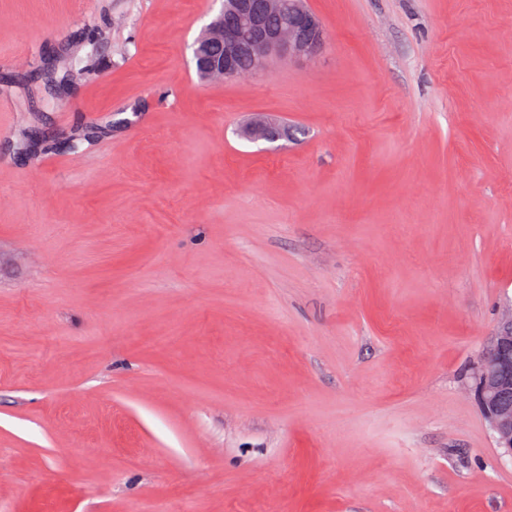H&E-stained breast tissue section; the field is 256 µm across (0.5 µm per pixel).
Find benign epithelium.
Segmentation results:
<instances>
[{"mask_svg": "<svg viewBox=\"0 0 512 512\" xmlns=\"http://www.w3.org/2000/svg\"><path fill=\"white\" fill-rule=\"evenodd\" d=\"M222 8L236 17L232 25L211 23L203 31V42L220 43L224 54L211 60L200 58V70L208 84L249 79L265 71L273 56L295 61H313L326 48L329 33L307 0H224ZM279 14L281 25L266 27L264 16ZM254 58L252 74L241 75L234 67L236 57ZM280 121L257 112L239 130L251 142L280 140ZM474 392L492 430L497 447L512 455V310L503 316L491 337L474 376Z\"/></svg>", "mask_w": 512, "mask_h": 512, "instance_id": "benign-epithelium-1", "label": "benign epithelium"}]
</instances>
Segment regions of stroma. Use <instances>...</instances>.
<instances>
[{
    "label": "stroma",
    "mask_w": 512,
    "mask_h": 512,
    "mask_svg": "<svg viewBox=\"0 0 512 512\" xmlns=\"http://www.w3.org/2000/svg\"><path fill=\"white\" fill-rule=\"evenodd\" d=\"M308 5L204 85L217 0H0V512H512V0ZM280 121L271 114L257 112L239 130L240 136L251 142L274 143L280 140L278 134ZM474 392L497 447L512 458V309L491 336L474 376Z\"/></svg>",
    "instance_id": "35a3bbf8"
}]
</instances>
